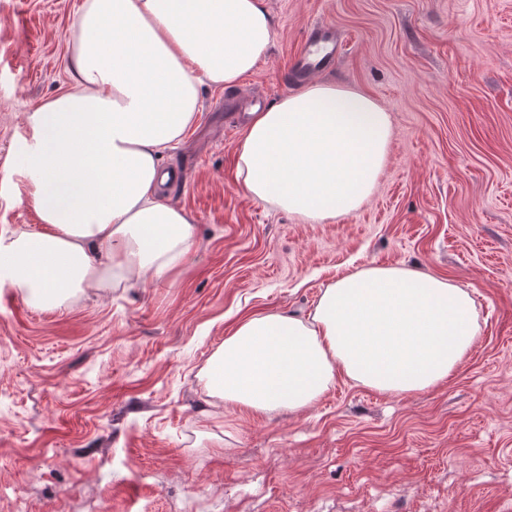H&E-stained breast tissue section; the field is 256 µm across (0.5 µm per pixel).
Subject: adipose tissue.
<instances>
[{"label":"adipose tissue","instance_id":"adipose-tissue-1","mask_svg":"<svg viewBox=\"0 0 512 512\" xmlns=\"http://www.w3.org/2000/svg\"><path fill=\"white\" fill-rule=\"evenodd\" d=\"M271 38L263 0H82L70 86L26 114L14 170L42 227L0 232V288L59 307L89 288L174 281L195 226L162 199V153L197 123L202 87L237 85ZM392 132L373 97L315 82L249 112L236 181L306 222L349 214L372 195ZM479 335L464 288L368 265L329 284L307 315L242 319L203 377L225 405L298 413L340 376L392 395L435 389Z\"/></svg>","mask_w":512,"mask_h":512}]
</instances>
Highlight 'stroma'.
<instances>
[{"instance_id":"obj_1","label":"stroma","mask_w":512,"mask_h":512,"mask_svg":"<svg viewBox=\"0 0 512 512\" xmlns=\"http://www.w3.org/2000/svg\"><path fill=\"white\" fill-rule=\"evenodd\" d=\"M81 0H0V231L39 229L11 172L25 114L67 89ZM271 45L230 89L204 88L167 202L196 245L172 282L88 291L60 309L0 296V512H512V0H264ZM342 41L323 80L393 117L373 195L309 223L235 179L246 123L316 25ZM365 265L463 285L481 334L433 391L338 378L304 413L211 401L199 376L241 319L309 312ZM226 436L227 446L217 445Z\"/></svg>"}]
</instances>
